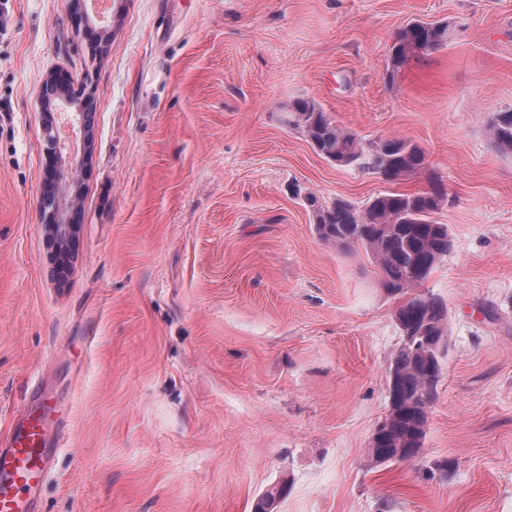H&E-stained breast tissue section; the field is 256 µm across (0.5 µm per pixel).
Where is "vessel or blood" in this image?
<instances>
[{
  "mask_svg": "<svg viewBox=\"0 0 512 512\" xmlns=\"http://www.w3.org/2000/svg\"><path fill=\"white\" fill-rule=\"evenodd\" d=\"M52 404L15 416L0 433V512H41L42 490L60 448L48 434L46 413Z\"/></svg>",
  "mask_w": 512,
  "mask_h": 512,
  "instance_id": "obj_1",
  "label": "vessel or blood"
}]
</instances>
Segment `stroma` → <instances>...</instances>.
<instances>
[{
  "instance_id": "35a3bbf8",
  "label": "stroma",
  "mask_w": 512,
  "mask_h": 512,
  "mask_svg": "<svg viewBox=\"0 0 512 512\" xmlns=\"http://www.w3.org/2000/svg\"><path fill=\"white\" fill-rule=\"evenodd\" d=\"M0 432L34 386L63 437L43 512H512V0H0ZM447 46L385 77L408 22ZM91 107L61 166L78 233L43 218L49 72ZM308 98L426 174L339 168L287 124ZM441 184L451 249L415 293L450 337L421 454L367 466L405 296L317 236L305 198ZM447 460V472L424 470ZM491 138L502 153H512V111L496 113L490 121ZM290 479L288 475H282L271 484L258 498L254 505V512H274L277 504L288 494Z\"/></svg>"
}]
</instances>
